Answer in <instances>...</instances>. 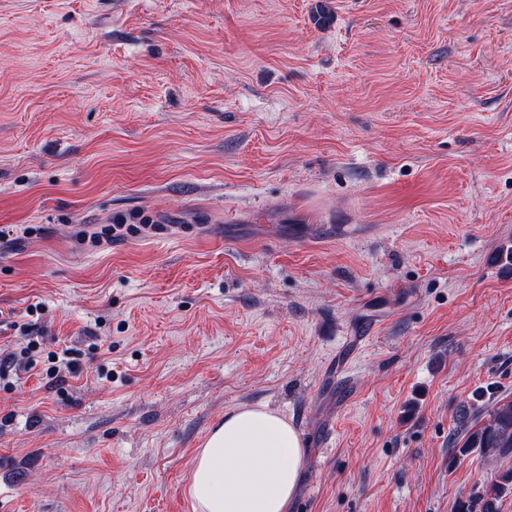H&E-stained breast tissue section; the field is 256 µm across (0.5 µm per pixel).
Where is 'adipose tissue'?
<instances>
[{
	"instance_id": "ef3b65f1",
	"label": "adipose tissue",
	"mask_w": 512,
	"mask_h": 512,
	"mask_svg": "<svg viewBox=\"0 0 512 512\" xmlns=\"http://www.w3.org/2000/svg\"><path fill=\"white\" fill-rule=\"evenodd\" d=\"M305 463L300 436L284 416L245 405L210 430L188 492L196 512H288Z\"/></svg>"
}]
</instances>
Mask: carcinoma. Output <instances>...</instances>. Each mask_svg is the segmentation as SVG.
<instances>
[{
    "mask_svg": "<svg viewBox=\"0 0 512 512\" xmlns=\"http://www.w3.org/2000/svg\"><path fill=\"white\" fill-rule=\"evenodd\" d=\"M460 452L478 450L483 457H502L512 453V400L495 404L476 415L472 425L461 430ZM512 490V471L504 474L500 482L494 483L481 496L482 512H496L495 502Z\"/></svg>",
    "mask_w": 512,
    "mask_h": 512,
    "instance_id": "1",
    "label": "carcinoma"
}]
</instances>
